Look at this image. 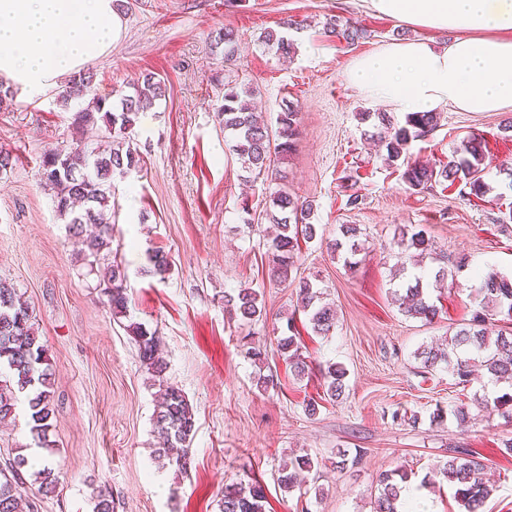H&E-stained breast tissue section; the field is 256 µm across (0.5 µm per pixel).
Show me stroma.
<instances>
[{
	"mask_svg": "<svg viewBox=\"0 0 512 512\" xmlns=\"http://www.w3.org/2000/svg\"><path fill=\"white\" fill-rule=\"evenodd\" d=\"M121 32L111 51L90 63L94 92L108 98L153 72L165 95L140 116L132 136L141 169L115 177L112 257L121 261L127 313L114 318L102 303L99 273L82 259L56 212L53 194L38 176L51 146L71 144V115L57 89L0 108V150L13 166L0 173V279L23 293L52 372L60 485L39 512H93V487L112 493L113 512H221L224 488L259 482L265 512H372L380 473L409 471L417 512H460L441 469L452 447L485 464L493 487L485 512H512V456L501 450L512 422L476 413L466 427L437 424L436 408L472 407L475 397L504 393L488 378L457 385L447 369L422 368L420 346L443 343L475 308L476 271L512 275V107L462 112L440 107L436 130L412 143L411 159L447 161L470 134L485 140L484 179L496 201L461 195L459 186L417 192L385 161L384 148L366 138L360 113L402 114L346 80L350 62L390 43L419 40L434 47L452 36L377 13L367 0H123ZM365 29L350 43L325 33L331 16ZM296 20L282 57L262 43L264 32ZM235 34V55L209 45L222 28ZM253 87V102L275 124L283 102L299 111V136L280 163L290 192L313 200L315 240L302 243L299 273L336 309L337 326L323 337L304 329L293 284L270 282L268 243L258 221L279 183L247 180L215 117L225 78ZM359 194L357 207L347 206ZM365 233L354 266L331 253L340 225ZM423 231L433 254L465 260L443 290L432 323L404 316L391 301L395 269L414 268L392 239L400 228ZM163 251L166 274L150 257ZM243 286L259 295L264 316L246 323L224 305V293ZM299 328L310 372L295 377L276 347L287 322ZM154 332L166 370L154 378L125 326ZM266 350L254 363L251 348ZM347 371L345 397L325 398L321 365ZM272 376L261 391L256 373ZM182 390L195 415L187 470L158 464L153 418L159 383ZM316 400L319 411L308 415ZM359 456L339 468L340 453ZM298 455L314 469L305 483L285 491L278 468Z\"/></svg>",
	"mask_w": 512,
	"mask_h": 512,
	"instance_id": "1",
	"label": "stroma"
}]
</instances>
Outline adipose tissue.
<instances>
[{
  "label": "adipose tissue",
  "instance_id": "adipose-tissue-1",
  "mask_svg": "<svg viewBox=\"0 0 512 512\" xmlns=\"http://www.w3.org/2000/svg\"><path fill=\"white\" fill-rule=\"evenodd\" d=\"M376 12L451 33L440 49L398 42L356 59L350 85L402 112L512 107V0H370ZM114 0H0V80L32 99L105 56Z\"/></svg>",
  "mask_w": 512,
  "mask_h": 512
}]
</instances>
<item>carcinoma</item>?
<instances>
[{
	"label": "carcinoma",
	"instance_id": "1",
	"mask_svg": "<svg viewBox=\"0 0 512 512\" xmlns=\"http://www.w3.org/2000/svg\"><path fill=\"white\" fill-rule=\"evenodd\" d=\"M330 33L338 34L354 42L364 32L350 20L333 19L329 22ZM263 43L280 55H287L292 44L279 33L270 30L262 37ZM94 74L83 73L70 80L59 93L63 102L78 101L82 107L73 113L72 125L78 131L101 127L108 145L101 148L88 145L62 148L51 147L41 157L39 174L41 182L52 192L56 208L65 221L67 232L83 238L84 260L89 265H101L103 271L99 287L107 298L112 315L126 312L128 296L126 275L121 265L110 260L112 254V224L109 221L112 198V178L116 173L125 174L141 168L142 157L129 136L140 113L146 106L160 99L165 84L157 74L146 73L132 86V91L122 94L118 101L93 95ZM217 118L224 131L230 133L235 145L233 151L243 161L248 174L259 177L285 159L294 147L298 135V110L285 105L276 118V128H271L260 116L252 112L240 99L232 82L224 83V103L217 108ZM360 120H374L373 135L386 150L389 165L405 166L402 180L412 190H428L435 185H464L469 194L482 198L489 191L483 179L485 141L478 135H470L453 147L448 163L439 167L418 165L408 160L410 144L429 135L438 126L435 112H406L404 124H394L384 114L361 112ZM315 205L302 201L286 189H279L270 196L265 218L276 224L279 233L273 238L271 250L272 275L281 282L292 278L300 253V240L316 238L317 225L312 223ZM341 237L336 239V253L342 255L344 264L354 265V258L361 250V229L355 224L340 225ZM397 246L418 255L431 254L432 244L420 231L404 232ZM464 267L459 260L453 267H441L435 272H421L392 291L399 311L409 318L430 322L439 313L430 291L445 287L453 277V269ZM298 311L308 321L317 335H328L336 324V311L322 302L320 292L303 278L296 284ZM473 311L469 323L448 336V350L419 347L416 358L423 367L434 369L443 363L456 377L458 383L470 381L473 367L479 365L499 381L512 380V330H500L491 336L487 325L503 318L512 321V276L493 268L476 275ZM224 304L232 307L245 320L262 315L258 306V293L249 287L234 293H224ZM30 306L23 297L6 283L0 281V419L15 415L18 394L26 395L29 408V428L40 447L53 450L49 432L53 427L54 414L51 403V383L48 357L44 346L35 336ZM127 332L139 343L143 364L160 378L165 372L164 361L157 354L154 334L140 323L127 325ZM277 349L285 355L294 368L295 375L307 371L305 357L296 341V335L281 337ZM346 372L334 365L321 373L325 380L326 394L331 400H339L345 394ZM478 407L488 413L497 412L512 417V394L485 396ZM195 426L193 410L182 391L159 382L155 427L164 437V446L157 449L158 458L168 461L180 471L190 465L186 442ZM311 459L296 456L278 470V484L291 491L299 483V476L310 471ZM443 474L453 486L454 498L463 512H483L492 487L484 478V464L465 448L448 449V460ZM408 474L397 470L379 475V494L374 500L373 512H400L397 503L407 482ZM58 486L57 467L47 458L33 460L18 448L0 463V512H39L42 499L54 494ZM264 488L257 482L247 486L231 485L224 489L222 512H264Z\"/></svg>",
	"mask_w": 512,
	"mask_h": 512
}]
</instances>
